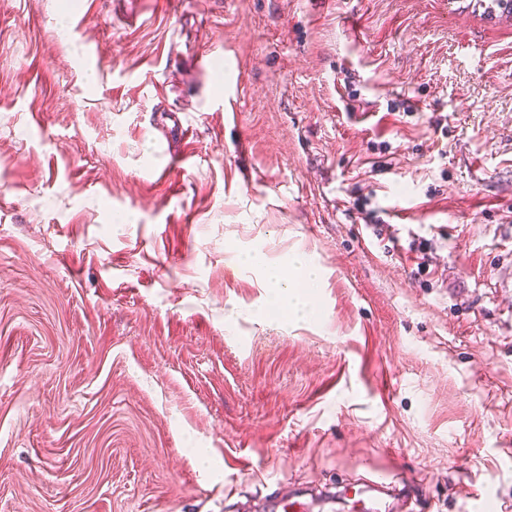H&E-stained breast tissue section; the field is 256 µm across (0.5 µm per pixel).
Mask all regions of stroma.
Here are the masks:
<instances>
[{
	"label": "stroma",
	"instance_id": "obj_1",
	"mask_svg": "<svg viewBox=\"0 0 512 512\" xmlns=\"http://www.w3.org/2000/svg\"><path fill=\"white\" fill-rule=\"evenodd\" d=\"M395 471L512 506V18L0 0V512H352Z\"/></svg>",
	"mask_w": 512,
	"mask_h": 512
}]
</instances>
